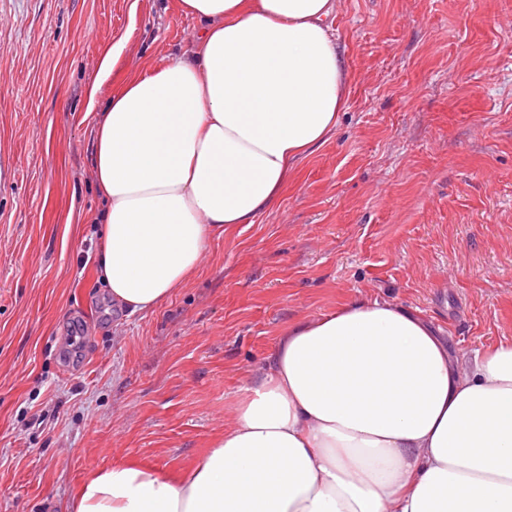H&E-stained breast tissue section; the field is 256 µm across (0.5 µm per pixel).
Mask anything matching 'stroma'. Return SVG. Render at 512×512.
Instances as JSON below:
<instances>
[{
  "mask_svg": "<svg viewBox=\"0 0 512 512\" xmlns=\"http://www.w3.org/2000/svg\"><path fill=\"white\" fill-rule=\"evenodd\" d=\"M331 27L335 132L128 315L97 270L93 117L201 24L178 0H0V512H67L117 462L182 478L285 328L345 301L419 311L458 353L512 338V0H340Z\"/></svg>",
  "mask_w": 512,
  "mask_h": 512,
  "instance_id": "35a3bbf8",
  "label": "stroma"
}]
</instances>
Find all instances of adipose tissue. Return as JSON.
<instances>
[{"mask_svg":"<svg viewBox=\"0 0 512 512\" xmlns=\"http://www.w3.org/2000/svg\"><path fill=\"white\" fill-rule=\"evenodd\" d=\"M190 53L132 75L93 130L116 305L166 302L213 233L275 207L335 131L337 0H179ZM69 512H512V340L451 353L418 313L354 300L285 330L184 479L95 468Z\"/></svg>","mask_w":512,"mask_h":512,"instance_id":"obj_1","label":"adipose tissue"}]
</instances>
